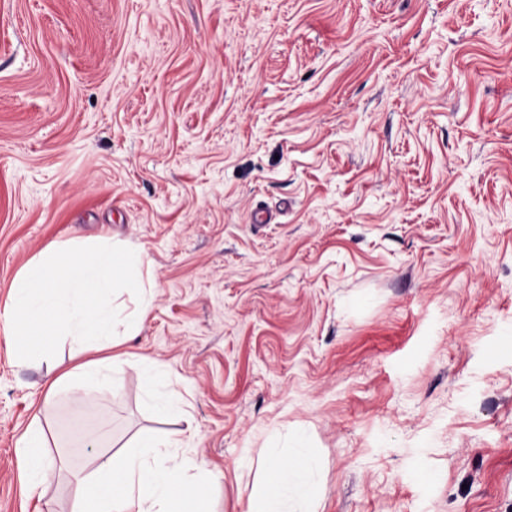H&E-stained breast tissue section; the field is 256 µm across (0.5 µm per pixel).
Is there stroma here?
Here are the masks:
<instances>
[{"label":"stroma","mask_w":512,"mask_h":512,"mask_svg":"<svg viewBox=\"0 0 512 512\" xmlns=\"http://www.w3.org/2000/svg\"><path fill=\"white\" fill-rule=\"evenodd\" d=\"M75 239L154 284L111 393L59 397L104 451L190 432L246 512L305 435L316 512H512V0H0V304ZM46 372L0 341V512H70L20 467ZM153 374L147 378V393L152 399L153 413L158 417H182L185 413L184 399L182 394L175 390L169 389L164 394L156 395L150 390V386L155 382L159 374L162 372L161 366L154 364L152 367Z\"/></svg>","instance_id":"stroma-1"}]
</instances>
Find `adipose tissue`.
I'll use <instances>...</instances> for the list:
<instances>
[{"label": "adipose tissue", "mask_w": 512, "mask_h": 512, "mask_svg": "<svg viewBox=\"0 0 512 512\" xmlns=\"http://www.w3.org/2000/svg\"><path fill=\"white\" fill-rule=\"evenodd\" d=\"M119 363V357L113 356L48 376L45 403L49 410L34 416L18 441L21 466L32 487H41L54 467L48 448L56 439L59 420L74 426L79 423L74 411L57 407L59 393L73 392L86 401H96L109 392L110 371ZM184 445L181 432H145L121 458L101 451L90 453L74 475L72 512H202L195 503L177 497L187 474L172 451ZM315 457V449L304 438L288 459L267 456L261 485L247 495V512H314L318 489L311 463Z\"/></svg>", "instance_id": "obj_1"}]
</instances>
